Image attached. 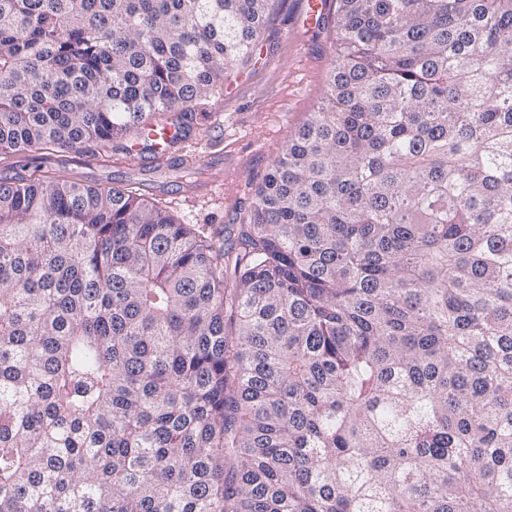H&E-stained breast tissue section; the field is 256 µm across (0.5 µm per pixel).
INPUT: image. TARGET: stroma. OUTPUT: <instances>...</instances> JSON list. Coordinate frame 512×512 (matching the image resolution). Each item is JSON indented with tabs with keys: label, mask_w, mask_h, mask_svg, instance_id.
Masks as SVG:
<instances>
[{
	"label": "stroma",
	"mask_w": 512,
	"mask_h": 512,
	"mask_svg": "<svg viewBox=\"0 0 512 512\" xmlns=\"http://www.w3.org/2000/svg\"><path fill=\"white\" fill-rule=\"evenodd\" d=\"M305 0H271L254 52L195 110L163 156L126 149L58 148L0 155V173L124 185L184 224L232 232L288 139L320 104L335 52L332 29L307 32Z\"/></svg>",
	"instance_id": "obj_1"
}]
</instances>
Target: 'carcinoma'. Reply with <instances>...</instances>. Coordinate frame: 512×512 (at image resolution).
<instances>
[{"label": "carcinoma", "instance_id": "obj_1", "mask_svg": "<svg viewBox=\"0 0 512 512\" xmlns=\"http://www.w3.org/2000/svg\"><path fill=\"white\" fill-rule=\"evenodd\" d=\"M269 2L0 0V154L185 128ZM329 21L228 249L0 177V512H512V0Z\"/></svg>", "mask_w": 512, "mask_h": 512}]
</instances>
